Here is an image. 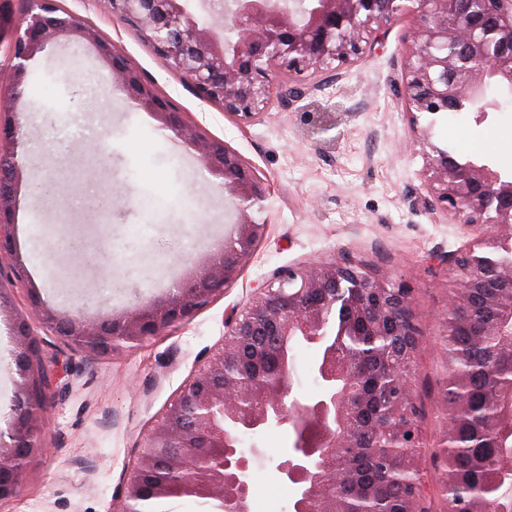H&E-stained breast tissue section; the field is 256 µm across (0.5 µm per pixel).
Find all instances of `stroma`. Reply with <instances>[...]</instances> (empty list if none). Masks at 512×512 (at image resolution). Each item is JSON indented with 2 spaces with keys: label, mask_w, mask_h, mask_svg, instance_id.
I'll use <instances>...</instances> for the list:
<instances>
[{
  "label": "stroma",
  "mask_w": 512,
  "mask_h": 512,
  "mask_svg": "<svg viewBox=\"0 0 512 512\" xmlns=\"http://www.w3.org/2000/svg\"><path fill=\"white\" fill-rule=\"evenodd\" d=\"M131 60L169 104L186 112L209 136L222 140L267 179L273 196L268 235L240 278L187 325L141 347L105 357L69 350L39 330L41 356L54 399L45 413L43 452L30 457L20 486L0 500V512H112L138 451L166 405L224 339V319L242 306L253 283L313 259L348 257L403 280L412 290L423 328L411 389L423 407L417 429L432 446L446 424L437 399L444 376L440 338L453 285L444 262L480 237L476 228L428 213L425 161L399 94L415 18L396 17L373 35L359 58L315 74L321 89L290 106L271 100L248 124L205 101L144 46L98 0H56ZM77 71L78 82L66 80ZM109 71L92 46L51 42L31 62L23 103L40 116L28 140L43 144L42 178L67 187L68 207L44 196L30 207L20 190L16 247L29 279L10 294L26 311L31 289L57 307L84 308L99 318L135 302L163 298L186 278L232 223L222 189L213 187L188 147L158 139L157 123L107 95ZM498 112L476 123L461 112L437 118L433 144L464 161L476 156L512 169V95ZM336 109L328 138L310 134L300 112ZM120 193L110 211L100 204L109 187ZM17 341L10 317H0V429L13 416ZM267 451L256 464L252 500L268 512H290L295 487L277 471L292 446L287 428L256 440Z\"/></svg>",
  "instance_id": "obj_1"
}]
</instances>
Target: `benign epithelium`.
Instances as JSON below:
<instances>
[{
  "label": "benign epithelium",
  "instance_id": "1",
  "mask_svg": "<svg viewBox=\"0 0 512 512\" xmlns=\"http://www.w3.org/2000/svg\"><path fill=\"white\" fill-rule=\"evenodd\" d=\"M121 19L139 40L199 95L224 108L243 123L273 97L289 102L303 95L297 83L335 61L363 52L377 28L402 13L416 16L402 95L415 141L425 160L429 211L453 216L462 224L489 231L475 245L448 257L457 273L448 312L464 307L472 284L496 277L512 288V265L486 267L476 263L474 246L487 249L512 238V172L490 159L459 162L432 145L419 115L474 112L485 122L499 111L493 91L512 94V0H224L225 36L195 14L187 0H99ZM54 0H30L24 21L15 22L0 9V40L11 47V80L0 83V162L10 164L6 182L0 181V314L14 310L9 288L28 279L23 256L15 248L13 210L25 175L33 174L23 148L27 108L20 105L30 62L51 41H85L112 72L111 88L125 95L132 107L148 113L159 128L190 146L205 171L224 189L234 224L223 246L205 256L196 273L175 285L159 301L136 304L105 319L90 320L80 310H61L47 304L31 289L28 311L15 315L19 348L16 399L18 407L6 430H0V499L13 496L27 459L43 447L41 417L53 397L36 340L33 322L52 332L66 346L93 356H107L124 345H143L167 329L191 320L224 286L235 282L255 256L267 234L271 193L253 166L225 143L208 137L191 124L145 82L137 66L116 55L93 29L74 15L54 22ZM308 123L321 131L336 125L328 112L307 113ZM338 288H351L345 300L352 313L348 334L407 336L411 350L422 345L423 331L405 283L374 271L361 262L334 258L290 266L262 280L246 304L224 321L223 342L210 353L150 429L134 469L153 464L152 449L173 448L178 467L198 473L171 492L196 495L220 503L216 512H249L254 463L265 455L242 439L272 427H288L294 437L292 453L278 460L280 477L297 488L292 512H343L329 507L313 487L335 481L323 459L355 447L349 422L369 413V396L349 383L359 382L357 370L340 372L336 353L329 352L320 367L312 368L317 395L303 401L294 391L291 364L276 356L282 379L276 392L255 404L251 394L264 382L226 379L224 368L241 359L255 336L280 344L297 338L318 341L325 335L326 305ZM392 385L382 388L392 413L378 428L395 432L414 444L418 410L410 396L411 374L405 353L397 356ZM192 411L200 426L195 440L175 426ZM139 484L129 478L112 512H128L126 502L138 496Z\"/></svg>",
  "mask_w": 512,
  "mask_h": 512
}]
</instances>
